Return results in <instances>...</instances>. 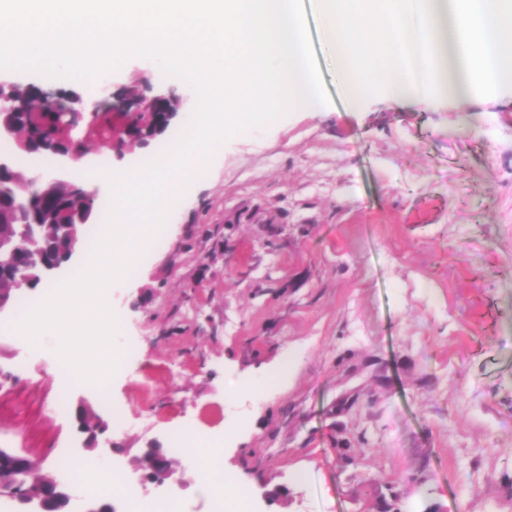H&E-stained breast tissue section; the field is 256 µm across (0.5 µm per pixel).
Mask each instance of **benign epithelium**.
Here are the masks:
<instances>
[{"label": "benign epithelium", "mask_w": 512, "mask_h": 512, "mask_svg": "<svg viewBox=\"0 0 512 512\" xmlns=\"http://www.w3.org/2000/svg\"><path fill=\"white\" fill-rule=\"evenodd\" d=\"M7 86L8 83L0 81V115L21 112L25 108L22 100L5 91ZM60 98L61 94L57 90L40 89L41 103L54 108L60 115L58 127L61 134L45 138L36 135L33 137V145L78 159L81 153L72 145L64 144V141L69 139V132L79 124L85 113L94 115L97 109L88 111L81 101L60 109L57 107ZM181 106L182 102L175 101V94L155 93L148 83L135 95L116 92L112 94V111L118 113L120 122L115 125L112 136L102 141V145L114 149L137 144L139 140L128 133L129 125H149L158 112L165 113L166 120L171 122L180 114ZM70 190L71 196L80 203V208L67 219L55 220L57 237L62 244L61 258L57 260L49 261L31 252L30 245L39 231V219L29 212L28 196L19 195L13 199V208L20 216L21 224L14 233L0 234V273L10 275L16 287H29L49 279L78 251L81 225L91 224L94 220V214L90 213L93 209V195L77 183L70 184ZM90 413L92 410L86 406L77 408L78 429L86 435L84 450L106 461L109 454L119 452L121 448L106 437L108 424L100 416H95L91 426L84 424L83 416ZM133 470L138 473V480L144 488L166 483L183 485L182 477L165 462L160 448L141 451ZM9 495L23 507L22 512H53L50 508L52 501L59 505L58 512H71L73 503L78 499L73 487L55 478L48 482V493L40 497L30 496L19 480L12 485Z\"/></svg>", "instance_id": "obj_1"}]
</instances>
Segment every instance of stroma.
<instances>
[{"label":"stroma","instance_id":"1","mask_svg":"<svg viewBox=\"0 0 512 512\" xmlns=\"http://www.w3.org/2000/svg\"><path fill=\"white\" fill-rule=\"evenodd\" d=\"M308 27L330 103L221 147L109 291L136 361L106 387L71 384L60 417L58 373L31 362L0 385V448L54 470L45 443L80 452L85 403L124 470L186 431L222 439L214 467L252 512H512V90L353 110ZM145 80L193 96L144 58L109 89Z\"/></svg>","mask_w":512,"mask_h":512}]
</instances>
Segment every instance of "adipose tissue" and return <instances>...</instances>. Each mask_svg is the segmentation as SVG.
<instances>
[{"label":"adipose tissue","instance_id":"obj_1","mask_svg":"<svg viewBox=\"0 0 512 512\" xmlns=\"http://www.w3.org/2000/svg\"><path fill=\"white\" fill-rule=\"evenodd\" d=\"M350 106L512 86V0H313Z\"/></svg>","mask_w":512,"mask_h":512}]
</instances>
